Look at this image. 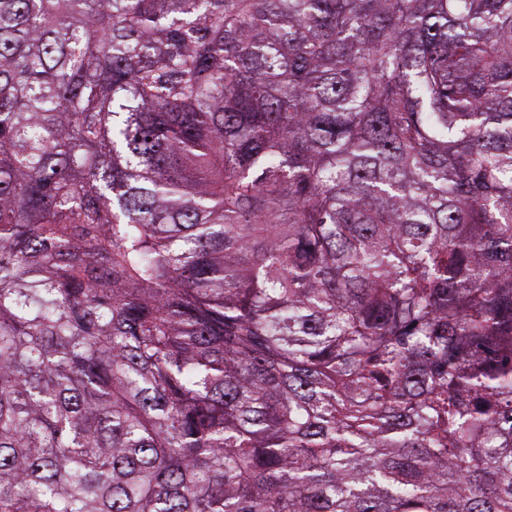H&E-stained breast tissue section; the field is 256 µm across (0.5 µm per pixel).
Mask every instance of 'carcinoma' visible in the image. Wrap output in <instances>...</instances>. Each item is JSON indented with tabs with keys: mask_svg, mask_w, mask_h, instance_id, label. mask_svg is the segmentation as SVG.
<instances>
[{
	"mask_svg": "<svg viewBox=\"0 0 512 512\" xmlns=\"http://www.w3.org/2000/svg\"><path fill=\"white\" fill-rule=\"evenodd\" d=\"M0 512H512V0H0Z\"/></svg>",
	"mask_w": 512,
	"mask_h": 512,
	"instance_id": "1",
	"label": "carcinoma"
}]
</instances>
